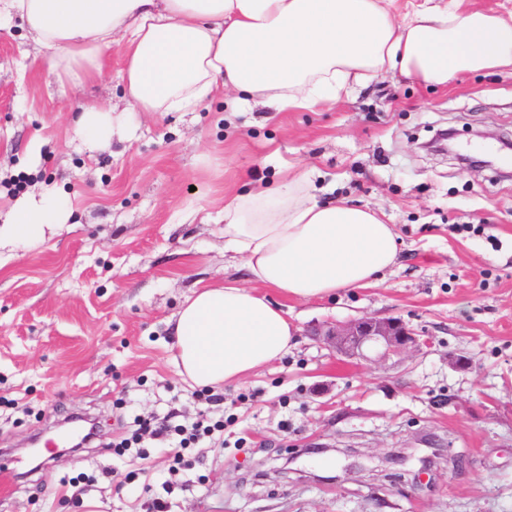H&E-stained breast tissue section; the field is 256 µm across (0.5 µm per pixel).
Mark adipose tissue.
Wrapping results in <instances>:
<instances>
[{
    "label": "adipose tissue",
    "mask_w": 512,
    "mask_h": 512,
    "mask_svg": "<svg viewBox=\"0 0 512 512\" xmlns=\"http://www.w3.org/2000/svg\"><path fill=\"white\" fill-rule=\"evenodd\" d=\"M392 0H0L52 48L49 69L101 75L118 44L133 112L187 111L218 89L236 106L316 109L352 84L397 73L430 87L463 72L512 68V19L479 9L428 8L403 18ZM297 173L273 189L224 198V247L253 287L195 290L174 322L177 364L193 386L239 381L287 354L295 329L268 289L293 300L363 288L397 262L393 225L366 206L321 203ZM67 202L45 194L17 204L0 247L31 244L65 224Z\"/></svg>",
    "instance_id": "ef3b65f1"
}]
</instances>
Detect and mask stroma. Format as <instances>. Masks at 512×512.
Masks as SVG:
<instances>
[{"label":"stroma","mask_w":512,"mask_h":512,"mask_svg":"<svg viewBox=\"0 0 512 512\" xmlns=\"http://www.w3.org/2000/svg\"><path fill=\"white\" fill-rule=\"evenodd\" d=\"M21 21L0 28V224L50 190L66 224L0 249V512H512V177L428 151L512 141V71L463 73L447 89L392 74L316 112H131L104 55L101 77L59 79ZM112 107V138L77 136V109ZM307 172L317 201L385 212L399 260L381 283L284 300L297 343L209 411L174 362L171 321L195 285H248L224 249V195ZM398 317L431 344L347 361L312 328ZM202 416L224 429L172 471L153 441L111 449L136 418ZM83 415L97 436L41 470L24 447ZM86 474L78 500L64 481Z\"/></svg>","instance_id":"35a3bbf8"}]
</instances>
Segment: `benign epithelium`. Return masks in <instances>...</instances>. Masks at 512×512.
<instances>
[{
	"label": "benign epithelium",
	"mask_w": 512,
	"mask_h": 512,
	"mask_svg": "<svg viewBox=\"0 0 512 512\" xmlns=\"http://www.w3.org/2000/svg\"><path fill=\"white\" fill-rule=\"evenodd\" d=\"M312 335L337 354L349 359L365 357L364 350L375 349L379 357L407 356L427 345V340L401 319L361 317L345 322L327 323Z\"/></svg>",
	"instance_id": "7a95c632"
}]
</instances>
